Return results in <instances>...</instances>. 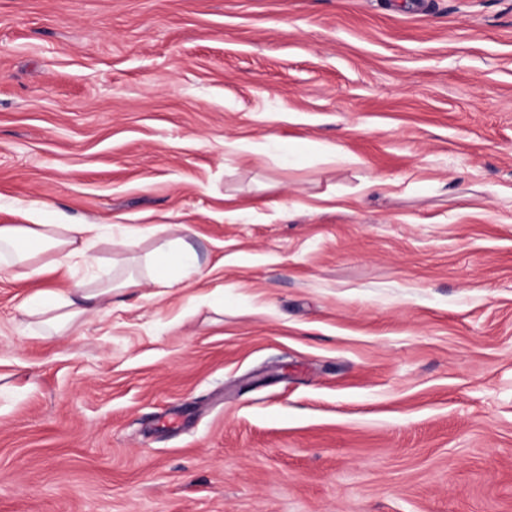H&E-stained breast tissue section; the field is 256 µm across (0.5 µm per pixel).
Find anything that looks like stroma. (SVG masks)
Listing matches in <instances>:
<instances>
[{"label": "stroma", "instance_id": "1", "mask_svg": "<svg viewBox=\"0 0 512 512\" xmlns=\"http://www.w3.org/2000/svg\"><path fill=\"white\" fill-rule=\"evenodd\" d=\"M35 214L140 232L45 285L206 273L52 337L0 277V512H512V0H0ZM341 146L338 144L322 143L320 141H303L295 148L294 157L299 164H303L308 158H321L327 163H336L345 160L341 153ZM187 235L162 236L152 253L148 280L164 288H173L190 274H200L202 265L198 254L186 240Z\"/></svg>", "mask_w": 512, "mask_h": 512}]
</instances>
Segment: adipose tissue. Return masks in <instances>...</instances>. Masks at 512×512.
<instances>
[{
    "label": "adipose tissue",
    "mask_w": 512,
    "mask_h": 512,
    "mask_svg": "<svg viewBox=\"0 0 512 512\" xmlns=\"http://www.w3.org/2000/svg\"><path fill=\"white\" fill-rule=\"evenodd\" d=\"M167 225L155 226L159 240L152 253L149 277L128 274L77 282L69 288H47L31 294L22 304V313L45 335H62L74 323L90 314H109L113 297L132 293L152 282L171 288L191 274L201 271L198 254L185 237H169ZM131 236L128 229L105 224H29L0 225V274L24 281L50 271L71 269L90 259L96 243L124 248Z\"/></svg>",
    "instance_id": "1"
}]
</instances>
